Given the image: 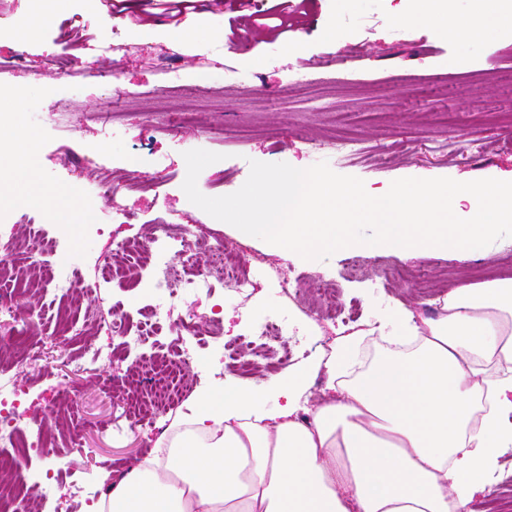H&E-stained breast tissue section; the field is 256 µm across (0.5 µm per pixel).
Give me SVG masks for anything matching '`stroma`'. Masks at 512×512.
<instances>
[{
  "label": "stroma",
  "instance_id": "obj_1",
  "mask_svg": "<svg viewBox=\"0 0 512 512\" xmlns=\"http://www.w3.org/2000/svg\"><path fill=\"white\" fill-rule=\"evenodd\" d=\"M414 3L196 0L175 21L163 6L144 0H62L49 17L38 0H0V55L24 54L21 68L0 75V107L15 108L19 124L33 135L38 170L37 185L14 181L0 237L21 239L33 230L56 241L49 262L93 286L77 301L35 289L18 298L11 314L0 315V359L54 450L27 460L30 473L52 476L56 485L43 512H88L107 475L147 457L179 411L175 405L155 409L143 398L146 376L170 356L176 334L161 330L130 354L112 356L118 342L112 322L120 315L137 323L147 305L178 315L189 308L201 319L219 318L227 340L280 317L298 332L290 363L279 362L274 342L259 369H227L213 338L205 336L199 356L209 368L183 374L188 400L248 383L271 409L279 400L276 375L321 357L323 344L343 329L324 314L328 293L342 309H356L360 325L399 307L435 318L452 288L512 278V238L465 253L440 247L404 254L387 245H356L307 261L271 254L266 242L241 238L235 227L188 207L183 154L192 149L223 156L198 177L199 190L210 197L237 191L253 160L300 169L324 161L335 173L363 180L371 194L409 177L512 179V29L490 28L462 43L432 22L394 26L393 16ZM195 24L199 34L175 38V31ZM26 28L29 38L16 39ZM105 36L141 51L89 65V44ZM172 52L183 72L177 88L160 70ZM49 53L62 54L66 74L43 69ZM59 111L63 123L46 122V113ZM342 139L360 143L363 157L341 161L332 145ZM116 182L121 188L115 192ZM35 188L64 192L81 207V223L59 222L51 206L25 202ZM93 189L99 196L89 209L85 198ZM118 208L127 221L113 219ZM177 216L249 256L247 295L218 282L211 292L185 298L179 282L157 280L135 260L126 269L133 287L99 281L113 242L141 241ZM355 263L363 270L356 279L350 275ZM277 270L288 275L290 293L278 287ZM64 316L78 334L59 348ZM21 324L30 342L9 341ZM88 338L105 352L94 363L80 357ZM35 349L36 361L30 357ZM62 380L75 392L73 407L84 430L78 445L52 418ZM133 398L144 416L136 425L130 422ZM502 462L477 512H512V450Z\"/></svg>",
  "mask_w": 512,
  "mask_h": 512
}]
</instances>
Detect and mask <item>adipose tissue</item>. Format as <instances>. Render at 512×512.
<instances>
[{"instance_id":"adipose-tissue-1","label":"adipose tissue","mask_w":512,"mask_h":512,"mask_svg":"<svg viewBox=\"0 0 512 512\" xmlns=\"http://www.w3.org/2000/svg\"><path fill=\"white\" fill-rule=\"evenodd\" d=\"M445 2L394 23L436 17L465 41L512 28L501 0H475L466 18ZM378 332L393 349L367 367L366 333L337 341L328 390L307 410L311 366L283 380L274 411L247 385L191 404L91 512H474L512 449V279L453 288L434 320L396 309Z\"/></svg>"}]
</instances>
